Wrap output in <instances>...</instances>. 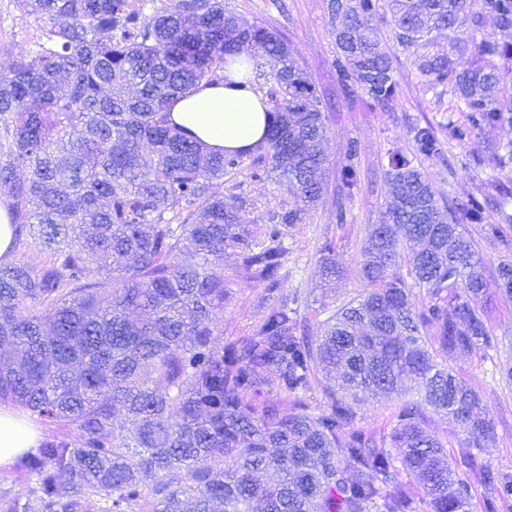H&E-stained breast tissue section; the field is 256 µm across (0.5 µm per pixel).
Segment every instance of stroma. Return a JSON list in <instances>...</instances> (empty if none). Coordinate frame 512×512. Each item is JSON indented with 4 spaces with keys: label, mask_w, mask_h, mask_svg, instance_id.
Masks as SVG:
<instances>
[{
    "label": "stroma",
    "mask_w": 512,
    "mask_h": 512,
    "mask_svg": "<svg viewBox=\"0 0 512 512\" xmlns=\"http://www.w3.org/2000/svg\"><path fill=\"white\" fill-rule=\"evenodd\" d=\"M225 6L247 25H261L279 31L294 49V56L322 96L328 135L321 149L326 158L330 186L323 201L312 210L305 223L288 228L284 290L299 296L301 313L311 329L325 318L320 308L321 252L325 242L336 245V261L343 269L330 292L334 306H342L362 295L367 282L361 275L362 247L373 225L381 223L390 198L385 170L391 155L413 156L410 130L417 123H432L445 146V161L422 158L418 165L427 174L432 191L440 201L470 195L504 201V212H489L487 222L502 225L508 237L499 242L484 233L479 224L465 225L473 248L484 260L485 275L495 280L501 260H512V60L503 64L506 84L497 105L505 116L498 126L484 129L471 139L458 141L449 127L463 123L464 113L449 111L453 96L444 87L430 86L417 70L413 58L397 45L388 15L374 20L381 47L393 60L399 81L398 96L387 109L367 107L360 93L342 88L334 60L336 47L325 0H225ZM41 29L23 6V0H0V63L19 53L34 54ZM357 142L356 156H349L350 142ZM483 155L481 166L471 158ZM354 165L360 181L347 199L346 224L335 219L333 186L346 165ZM297 190L273 178L258 181L249 171L224 178V201L243 208L257 240H264L269 224L275 223L282 207L293 204ZM224 284L228 297L219 325L224 334L220 343L249 335L261 318V287L236 272V255L224 253ZM488 325L499 346L484 357L462 355L448 359L447 365L473 387L494 425V436L478 448L480 459L492 467L512 472V387L503 378L512 367V301L498 290H490L487 302Z\"/></svg>",
    "instance_id": "stroma-1"
}]
</instances>
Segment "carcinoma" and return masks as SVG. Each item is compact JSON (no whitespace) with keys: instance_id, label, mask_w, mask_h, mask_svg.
Here are the masks:
<instances>
[{"instance_id":"1","label":"carcinoma","mask_w":512,"mask_h":512,"mask_svg":"<svg viewBox=\"0 0 512 512\" xmlns=\"http://www.w3.org/2000/svg\"><path fill=\"white\" fill-rule=\"evenodd\" d=\"M382 7L398 46L468 113L450 129L455 139L504 121L499 61L512 47L455 33H476L487 14L512 32V0H482L478 10L471 0H328L340 85L386 108L398 81L372 25ZM27 8L44 41L35 56L0 65V199L14 239L29 238L50 260H0V403L64 433L19 456L25 487L1 492L0 512H87L92 502L99 512H470L476 469L483 512H500L512 473L471 450L491 437V420L477 392L437 362L497 348L483 259L459 231L482 224L504 237L486 223L491 201L441 204L421 169L391 156V206L362 249L370 289L313 336L283 289L281 238L327 190L328 126L288 40L242 24L224 0H158L150 15L131 0ZM445 29L443 55L432 34ZM253 46L265 55L271 115L257 145L263 166L249 152L209 151L167 119L175 100L223 81L227 58ZM413 142L417 154L445 159L433 126L414 125ZM246 167L299 191L261 245L243 210L224 204V176ZM359 181L346 166L336 223H346L344 199ZM392 224L419 248L402 256ZM226 249L263 287L262 317L251 335L219 347L227 289L214 267ZM322 251V275L334 280L333 247ZM415 287L427 302L417 304ZM498 287L512 299L511 262L499 264ZM320 373L337 387L312 406ZM406 380L418 399L395 406L389 433L359 424L358 393L403 394ZM432 413L448 416L468 445L449 453L428 432Z\"/></svg>"}]
</instances>
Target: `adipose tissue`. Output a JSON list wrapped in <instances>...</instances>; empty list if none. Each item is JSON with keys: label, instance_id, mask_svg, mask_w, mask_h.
<instances>
[{"label": "adipose tissue", "instance_id": "adipose-tissue-1", "mask_svg": "<svg viewBox=\"0 0 512 512\" xmlns=\"http://www.w3.org/2000/svg\"><path fill=\"white\" fill-rule=\"evenodd\" d=\"M251 64L241 59L226 65L222 83L191 91L170 109L174 124L190 131L206 147L251 151L266 135L268 115L263 96L242 79ZM41 434L25 410L0 404V467L38 447Z\"/></svg>", "mask_w": 512, "mask_h": 512}]
</instances>
